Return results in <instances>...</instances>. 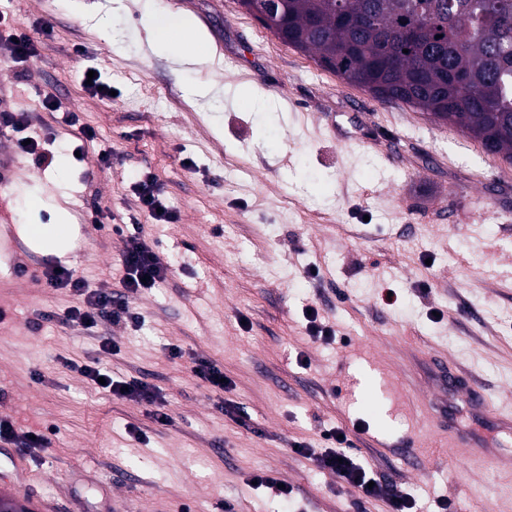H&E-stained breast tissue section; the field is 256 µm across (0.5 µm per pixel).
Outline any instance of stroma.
<instances>
[{"label":"stroma","instance_id":"1","mask_svg":"<svg viewBox=\"0 0 512 512\" xmlns=\"http://www.w3.org/2000/svg\"><path fill=\"white\" fill-rule=\"evenodd\" d=\"M0 0L10 35L44 27L37 51L0 65V99L24 113L17 136L50 144L79 233L73 253L0 256V419L39 430L44 448L15 474L0 453V495L31 512H282L257 474L293 487L306 512H390L294 442L323 449L348 429L361 461L424 512H512V474L451 446L434 362L465 370L491 412L512 410V163L459 128L352 86L283 44L238 0ZM190 15L215 70H177L144 42L147 10ZM108 18L111 38L96 27ZM95 68L114 94H90ZM28 71L30 83L17 81ZM217 82L219 95L190 87ZM245 85L243 103L231 89ZM62 106L44 108V97ZM93 133L77 137L62 110ZM108 162H101V154ZM162 183L172 224L143 219L140 172ZM104 210V228L88 217ZM168 261L167 280L128 295L140 326L67 320L81 300L46 283L55 262L121 292L125 238ZM393 302H386V292ZM315 306L333 336L308 335ZM115 338L119 352L104 348ZM180 348L171 358V348ZM205 358L226 390L197 378ZM158 391L113 396L79 369ZM363 432H355L354 423Z\"/></svg>","mask_w":512,"mask_h":512}]
</instances>
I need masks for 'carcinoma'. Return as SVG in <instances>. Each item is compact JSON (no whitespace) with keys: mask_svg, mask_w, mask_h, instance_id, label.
I'll return each mask as SVG.
<instances>
[{"mask_svg":"<svg viewBox=\"0 0 512 512\" xmlns=\"http://www.w3.org/2000/svg\"><path fill=\"white\" fill-rule=\"evenodd\" d=\"M262 25L347 83L512 160V0H278Z\"/></svg>","mask_w":512,"mask_h":512,"instance_id":"1","label":"carcinoma"}]
</instances>
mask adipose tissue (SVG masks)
Masks as SVG:
<instances>
[{
	"label": "adipose tissue",
	"mask_w": 512,
	"mask_h": 512,
	"mask_svg": "<svg viewBox=\"0 0 512 512\" xmlns=\"http://www.w3.org/2000/svg\"><path fill=\"white\" fill-rule=\"evenodd\" d=\"M146 39L152 51H164L175 63L197 68L212 63L209 43L196 32L187 15L173 12L148 14ZM25 203L30 213L50 207L56 215L51 224L30 222L19 226L18 231L28 245L46 255L61 256L68 252L77 235V227L66 205L41 187L27 189Z\"/></svg>",
	"instance_id": "adipose-tissue-1"
}]
</instances>
